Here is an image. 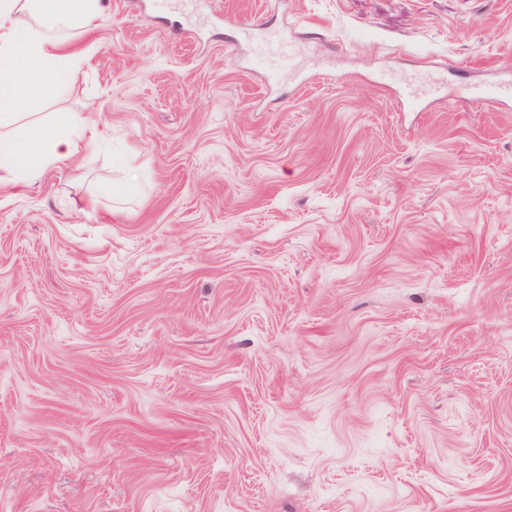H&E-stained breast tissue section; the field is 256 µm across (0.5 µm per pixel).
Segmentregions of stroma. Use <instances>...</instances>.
<instances>
[{"instance_id": "obj_1", "label": "stroma", "mask_w": 512, "mask_h": 512, "mask_svg": "<svg viewBox=\"0 0 512 512\" xmlns=\"http://www.w3.org/2000/svg\"><path fill=\"white\" fill-rule=\"evenodd\" d=\"M179 2L7 127L105 144L0 169V512H512V0ZM102 132L80 112L69 113L63 124L21 137L0 132V168L15 184L29 185L47 171L84 159Z\"/></svg>"}]
</instances>
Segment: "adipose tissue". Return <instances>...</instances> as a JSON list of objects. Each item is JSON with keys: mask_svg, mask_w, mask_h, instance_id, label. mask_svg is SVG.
Wrapping results in <instances>:
<instances>
[{"mask_svg": "<svg viewBox=\"0 0 512 512\" xmlns=\"http://www.w3.org/2000/svg\"><path fill=\"white\" fill-rule=\"evenodd\" d=\"M101 14L99 0H0V126L44 88L69 89L83 61L70 49L69 35L95 27ZM101 137L79 112L29 137L0 133V168L14 183L28 185L84 159Z\"/></svg>", "mask_w": 512, "mask_h": 512, "instance_id": "1", "label": "adipose tissue"}]
</instances>
